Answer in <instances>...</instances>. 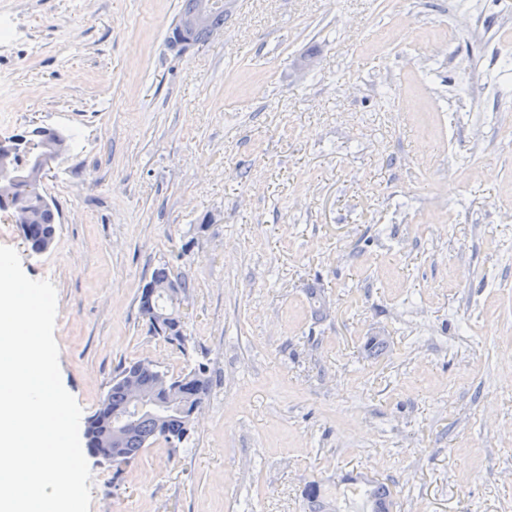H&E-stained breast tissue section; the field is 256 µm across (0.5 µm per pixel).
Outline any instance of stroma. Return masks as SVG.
Returning a JSON list of instances; mask_svg holds the SVG:
<instances>
[{
	"mask_svg": "<svg viewBox=\"0 0 512 512\" xmlns=\"http://www.w3.org/2000/svg\"><path fill=\"white\" fill-rule=\"evenodd\" d=\"M231 2L176 56L180 0H0V140L77 135L43 182L49 249L0 220L56 287L65 389L87 417L132 361L211 378L187 444L119 476L88 457L90 512H310L308 485L333 508L353 477L392 512H512L500 0ZM163 265L183 352L138 311ZM366 499L371 512H390L393 502L388 485L380 481H371L366 489Z\"/></svg>",
	"mask_w": 512,
	"mask_h": 512,
	"instance_id": "35a3bbf8",
	"label": "stroma"
}]
</instances>
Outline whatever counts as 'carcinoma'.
<instances>
[{"label": "carcinoma", "instance_id": "1", "mask_svg": "<svg viewBox=\"0 0 512 512\" xmlns=\"http://www.w3.org/2000/svg\"><path fill=\"white\" fill-rule=\"evenodd\" d=\"M226 17L224 8L216 7L198 25L184 31L172 26L166 44L204 43L213 31L224 28ZM49 139L56 140L58 150L63 153L68 150L72 136L61 129L41 126L0 141V168H7L18 177L13 183L0 179V211L29 210L28 223L20 225V229L26 245L36 254L46 251L53 243L59 219L55 204L40 192L42 183L29 180L40 148ZM172 278L169 267L157 268L149 284L141 290L138 308L153 334L184 353L189 337L183 327L174 323L160 328L155 325L162 312L176 309V301L156 289ZM133 386L147 394L150 407L139 412L132 410L130 388ZM210 389L207 369L202 364L176 377L157 370L148 360L129 364L112 379V386L88 417L87 452L106 461L120 456L121 463L127 465L159 439L175 447L188 442L190 415L202 405ZM366 499L371 512H391L393 502L386 483L370 482Z\"/></svg>", "mask_w": 512, "mask_h": 512}]
</instances>
